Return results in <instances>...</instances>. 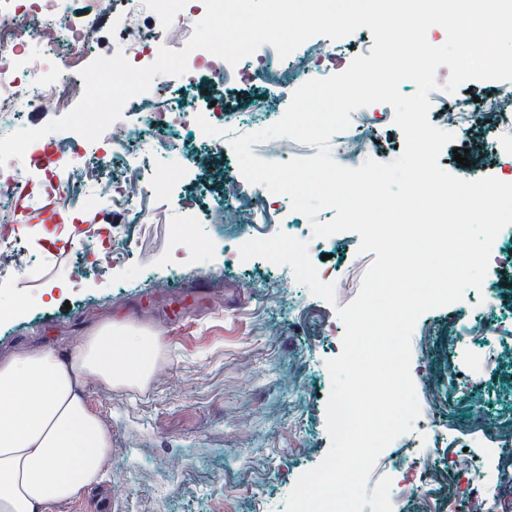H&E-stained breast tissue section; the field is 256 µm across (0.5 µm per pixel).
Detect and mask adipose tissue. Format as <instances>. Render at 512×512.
<instances>
[{
  "label": "adipose tissue",
  "mask_w": 512,
  "mask_h": 512,
  "mask_svg": "<svg viewBox=\"0 0 512 512\" xmlns=\"http://www.w3.org/2000/svg\"><path fill=\"white\" fill-rule=\"evenodd\" d=\"M164 350L163 337L108 319L66 357L48 344L0 356V512H51L98 485L112 433L84 385H146Z\"/></svg>",
  "instance_id": "ef3b65f1"
}]
</instances>
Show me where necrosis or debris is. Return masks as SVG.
I'll return each instance as SVG.
<instances>
[{
    "mask_svg": "<svg viewBox=\"0 0 512 512\" xmlns=\"http://www.w3.org/2000/svg\"><path fill=\"white\" fill-rule=\"evenodd\" d=\"M127 5L129 14L149 10L160 16L163 23L161 30L147 38L139 35L130 23L117 24L123 52L137 67L156 59L166 30L193 23L201 11L200 6H187L186 0H127ZM65 13L66 0H0V132L28 128L27 114L36 108L48 105L59 109L80 99L84 82L74 75L73 68L83 54L90 27L63 23ZM33 15L47 18L48 26L27 29V20ZM62 40L69 47L68 55L55 69H48L55 46ZM187 65L185 85L195 84L204 75L223 82L260 77L276 82L287 100L306 81L343 70L335 52L322 42L311 43L303 52L284 59L269 53L257 60L245 58L234 66L206 50L196 49L189 54ZM123 110L140 118L143 132L132 136L122 129L113 131L107 149L91 153L87 164L89 177L81 189L58 180L56 169L61 158L44 138L32 143L22 159H10L0 167V253L11 249L17 240L24 204L40 200L52 212L50 248L67 252L76 238H83L92 267L104 273L111 271L128 258L118 225L90 224L80 230L75 225L78 214L91 205L120 204L133 219L144 220L145 214L136 209L134 199L145 188L159 186L155 173L146 166V158L157 154L184 157L178 137L185 130L215 154L223 152L226 142L237 134L223 116L199 108L179 94L157 108L147 91L128 100ZM487 112L496 116L501 130L512 133V88L498 89L480 100L475 109L465 102L456 104L448 112L447 120L452 126H472ZM115 164L123 167L124 180L105 177V169ZM224 200V221L236 224L245 211L252 221L264 220L282 198L264 186L249 183L237 172L225 180ZM448 322L455 331L448 339L449 351L464 353L479 364L484 363L487 355L503 348L505 337H512V315L493 325L477 314H454ZM394 470L399 480L397 492L390 497L393 506H400L409 491L418 498L432 499L437 492L435 480L440 477L455 485L462 497L479 500L482 512H502L501 499L479 490L480 473L459 470L452 457L402 455L396 458Z\"/></svg>",
    "mask_w": 512,
    "mask_h": 512,
    "instance_id": "1",
    "label": "necrosis or debris"
}]
</instances>
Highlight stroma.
Listing matches in <instances>:
<instances>
[{"label": "stroma", "instance_id": "35a3bbf8", "mask_svg": "<svg viewBox=\"0 0 512 512\" xmlns=\"http://www.w3.org/2000/svg\"><path fill=\"white\" fill-rule=\"evenodd\" d=\"M189 94L198 104L219 101L241 113H263V126L277 120L279 89L255 79L211 84L201 78ZM493 114L470 132L455 131L439 164L450 173L476 179L512 173V145L496 146ZM364 158L388 162L403 150L401 131L391 123L364 126ZM468 153L460 165L454 153ZM238 161L232 149L205 154L184 165L174 192L220 194L228 171ZM140 207L144 221L122 218L128 259L103 274L86 264L81 251L60 258L48 252L46 215L33 204L11 253L0 263L10 277L0 282V300L24 303L15 322H0V350L37 343L66 352L104 317L149 329L164 337L159 370L146 388L106 389L87 382L85 398L112 431V459L103 485L54 507L53 512H285L296 479L317 466L331 447L326 405L331 378L326 363L342 348L344 325L337 315L358 295L363 275L374 261L359 252L360 237L342 232L336 244L310 248L318 270L329 271L336 301L328 303L299 282L272 277L264 259L241 268L224 258L214 235L224 211L196 225L188 237L172 240L178 216L167 200L148 194ZM51 270L39 281L31 263ZM512 302L502 270L490 267L481 290H467L464 305L505 315ZM448 310L424 313L413 329L412 366H425L432 380L444 372ZM420 414L411 432L378 456L367 486L392 476V460L406 454H445L448 438L471 447H498L484 436L473 411L485 418L476 388L450 403L430 406L428 389L415 388Z\"/></svg>", "mask_w": 512, "mask_h": 512}]
</instances>
